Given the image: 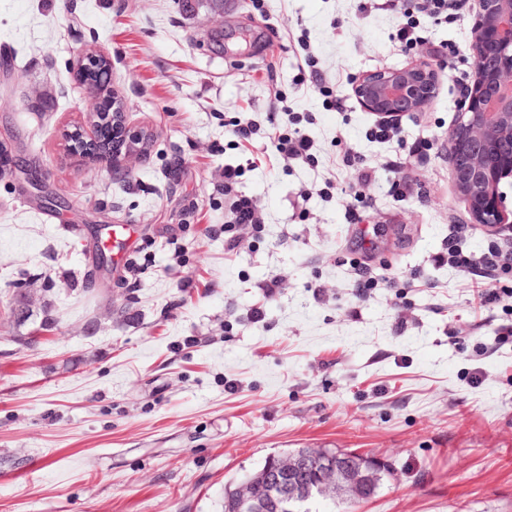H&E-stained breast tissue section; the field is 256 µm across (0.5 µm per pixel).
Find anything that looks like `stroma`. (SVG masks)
<instances>
[{
	"instance_id": "stroma-1",
	"label": "stroma",
	"mask_w": 512,
	"mask_h": 512,
	"mask_svg": "<svg viewBox=\"0 0 512 512\" xmlns=\"http://www.w3.org/2000/svg\"><path fill=\"white\" fill-rule=\"evenodd\" d=\"M478 13L448 0L447 20L421 19L438 88L380 142L353 80L429 57L395 40L399 0H0V512H222L225 486L298 448L389 467L358 512H512V341H494L512 270L490 282L436 261L454 238L477 255L512 243V223H475L448 164ZM234 29L250 41L215 47ZM302 34L323 88L300 80ZM90 49L126 103L123 173L62 136L101 107L76 77ZM292 112L314 118L311 161L232 140ZM423 137L430 154L409 156ZM349 147L377 169L365 204L344 192ZM242 162L236 189L265 224L230 251L224 167ZM115 226L126 248L97 267ZM357 261L377 287L354 288ZM490 284L506 297L486 308Z\"/></svg>"
}]
</instances>
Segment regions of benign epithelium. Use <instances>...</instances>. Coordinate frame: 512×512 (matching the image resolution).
<instances>
[{"mask_svg": "<svg viewBox=\"0 0 512 512\" xmlns=\"http://www.w3.org/2000/svg\"><path fill=\"white\" fill-rule=\"evenodd\" d=\"M483 28L473 34L474 60L481 58L484 32L490 31L500 50V70L493 82H488L481 66H476L477 78L464 94L465 114L448 135V158L461 149L463 140L473 137L477 147L489 149L501 133L512 129V0H480ZM437 71L421 61L400 69L376 70L353 82L352 93L360 105L382 118H392L403 112L421 110L435 92ZM512 175V159L476 164L467 176L472 190L480 192L479 203L473 205V215L479 224H500L503 220V196L498 192L501 180ZM277 468L293 481L294 475L310 469L316 476V491L336 505H348L367 500L363 486L368 474L363 464L353 463L338 453L315 451L281 454ZM248 481L240 488L242 503L248 512H266L267 498L274 489L265 488L259 496Z\"/></svg>", "mask_w": 512, "mask_h": 512, "instance_id": "benign-epithelium-1", "label": "benign epithelium"}]
</instances>
